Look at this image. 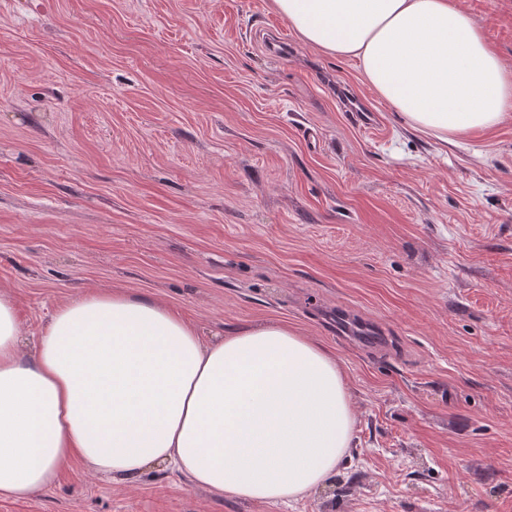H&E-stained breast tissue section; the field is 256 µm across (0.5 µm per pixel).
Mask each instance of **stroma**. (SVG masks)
<instances>
[{"mask_svg":"<svg viewBox=\"0 0 512 512\" xmlns=\"http://www.w3.org/2000/svg\"><path fill=\"white\" fill-rule=\"evenodd\" d=\"M460 3L512 64V0ZM112 289L325 345L350 458L289 503L77 459L0 512H512V117L407 130L271 0H0V292L29 343Z\"/></svg>","mask_w":512,"mask_h":512,"instance_id":"obj_1","label":"stroma"}]
</instances>
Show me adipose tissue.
Here are the masks:
<instances>
[{"instance_id":"ef3b65f1","label":"adipose tissue","mask_w":512,"mask_h":512,"mask_svg":"<svg viewBox=\"0 0 512 512\" xmlns=\"http://www.w3.org/2000/svg\"><path fill=\"white\" fill-rule=\"evenodd\" d=\"M299 38L355 61L412 129L448 143L512 116V66L458 0H272ZM0 294V498L53 484L80 458L136 480L174 466L235 499L297 501L335 475L355 413L334 355L288 325L203 338L148 296L60 306L31 353Z\"/></svg>"}]
</instances>
